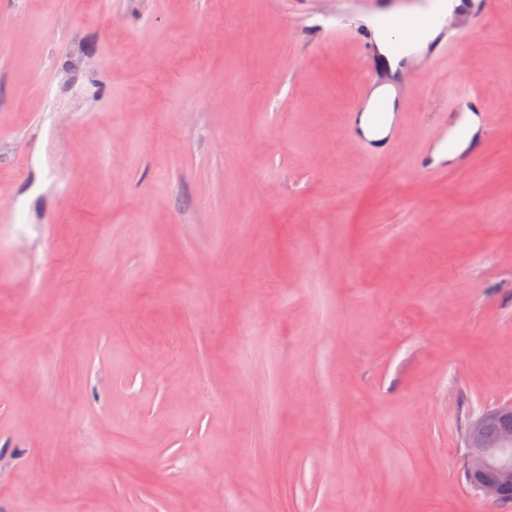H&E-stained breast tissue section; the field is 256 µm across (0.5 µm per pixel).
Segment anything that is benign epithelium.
I'll return each instance as SVG.
<instances>
[{
    "label": "benign epithelium",
    "instance_id": "7a95c632",
    "mask_svg": "<svg viewBox=\"0 0 512 512\" xmlns=\"http://www.w3.org/2000/svg\"><path fill=\"white\" fill-rule=\"evenodd\" d=\"M511 412L512 406L488 410L471 420L465 431V473L478 493L496 502L512 497V429L501 430L492 445L482 433L489 423Z\"/></svg>",
    "mask_w": 512,
    "mask_h": 512
}]
</instances>
